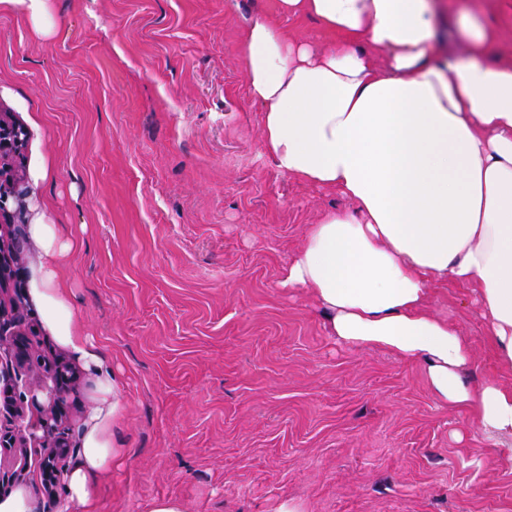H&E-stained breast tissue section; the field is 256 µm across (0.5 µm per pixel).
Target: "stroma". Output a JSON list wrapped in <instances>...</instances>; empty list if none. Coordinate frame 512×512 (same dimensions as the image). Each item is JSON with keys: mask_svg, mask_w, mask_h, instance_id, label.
<instances>
[{"mask_svg": "<svg viewBox=\"0 0 512 512\" xmlns=\"http://www.w3.org/2000/svg\"><path fill=\"white\" fill-rule=\"evenodd\" d=\"M56 26L0 10V111L33 117L15 159L83 240L67 280L120 379L124 454L99 512H512V453L439 405L421 367L328 335L307 292L279 288L310 225L355 211L282 174L241 55L250 16L317 50L335 39L280 0H50ZM512 62V0H441L439 51L473 21ZM430 306L471 344L472 381L512 385L473 289Z\"/></svg>", "mask_w": 512, "mask_h": 512, "instance_id": "stroma-1", "label": "stroma"}]
</instances>
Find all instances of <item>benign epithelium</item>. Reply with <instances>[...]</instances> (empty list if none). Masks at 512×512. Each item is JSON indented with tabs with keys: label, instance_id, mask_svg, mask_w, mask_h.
I'll return each instance as SVG.
<instances>
[{
	"label": "benign epithelium",
	"instance_id": "benign-epithelium-1",
	"mask_svg": "<svg viewBox=\"0 0 512 512\" xmlns=\"http://www.w3.org/2000/svg\"><path fill=\"white\" fill-rule=\"evenodd\" d=\"M27 139L24 127L9 116L0 115V218L7 213V202L22 201L18 189L23 176L13 166ZM20 256L13 245L0 236V351L13 354L19 361L30 360L34 351L26 341L19 314V303L10 295L15 267ZM36 389L45 393L48 404L34 422L20 425L0 446L13 448L23 458L31 447L43 449L41 469L47 479L45 493L53 498L63 491L69 473L67 458L77 453L76 441L70 439L68 416L65 411L67 395L76 380V372L62 362H55L36 371Z\"/></svg>",
	"mask_w": 512,
	"mask_h": 512
}]
</instances>
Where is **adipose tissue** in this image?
Listing matches in <instances>:
<instances>
[{
  "mask_svg": "<svg viewBox=\"0 0 512 512\" xmlns=\"http://www.w3.org/2000/svg\"><path fill=\"white\" fill-rule=\"evenodd\" d=\"M340 34L318 54L266 18L247 25L249 92L264 107L261 145L284 174L354 200L310 225L281 288L307 289L331 336L422 363L434 399L471 408L494 445L512 441V386L472 387L469 345L426 302L438 283L477 292L503 365L512 368V64H493L475 25L460 55L433 56L434 0H281ZM385 55L375 66L355 49ZM35 258L27 301L88 377L79 452L55 512H94V488L122 450L119 380L87 334L63 271L79 239L39 204L26 226Z\"/></svg>",
  "mask_w": 512,
  "mask_h": 512,
  "instance_id": "adipose-tissue-1",
  "label": "adipose tissue"
}]
</instances>
